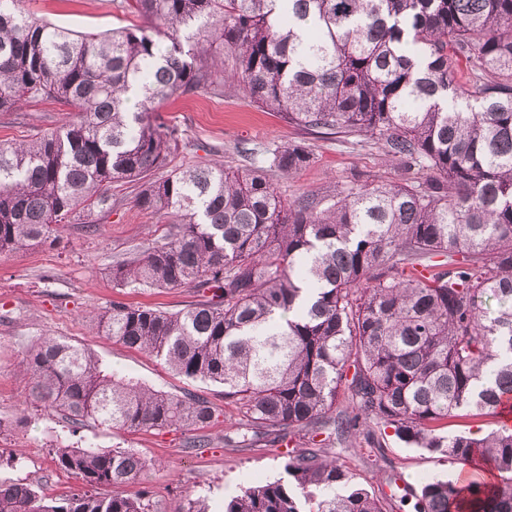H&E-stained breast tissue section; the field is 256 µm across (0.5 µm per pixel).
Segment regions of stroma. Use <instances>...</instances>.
Segmentation results:
<instances>
[{"label": "stroma", "mask_w": 512, "mask_h": 512, "mask_svg": "<svg viewBox=\"0 0 512 512\" xmlns=\"http://www.w3.org/2000/svg\"><path fill=\"white\" fill-rule=\"evenodd\" d=\"M122 0H24L31 12L77 31H104L133 24L123 12ZM164 121L185 133L180 150L170 157L168 169L200 161L242 164V149L255 153L304 139L297 128L276 113L257 108L239 95L190 98L163 106ZM66 119L55 104L38 105L23 112H0V140L15 141L39 130H53ZM311 164L291 177L279 176L284 198L305 191H323L335 183L394 181L397 166L375 145H359L338 139H313ZM138 188L116 183V202L95 233L80 225L62 230L54 244L0 255V480H23L43 488L51 496L75 488L73 475L55 462V448L62 445L100 448H131L151 463L144 477L126 486L129 494H144L150 512H185L190 500H206L209 512H220L225 499L240 494L249 484L285 477L286 446H268L236 452L225 448L224 431L238 418L225 405L224 388L185 379L156 359L124 347L106 337L93 335L89 317L119 300L131 305L168 310L196 301L193 289L117 288L108 270L113 261L138 253L160 239L170 222L168 216L141 211L135 205ZM58 336L88 345L103 367L120 372L153 389L179 394L191 391L207 398L218 417L203 428L209 447L187 452L186 433L175 429L127 431L102 427L72 430L54 412L26 407L29 392L18 371L22 353L39 337ZM337 461L354 480L380 490L379 475L394 470L408 493L418 492L430 477L459 480L462 474L426 451L387 438L385 450L369 447L360 439L334 448Z\"/></svg>", "instance_id": "stroma-1"}]
</instances>
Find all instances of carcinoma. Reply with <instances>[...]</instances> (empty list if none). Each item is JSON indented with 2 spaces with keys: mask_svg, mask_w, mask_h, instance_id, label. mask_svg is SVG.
<instances>
[{
  "mask_svg": "<svg viewBox=\"0 0 512 512\" xmlns=\"http://www.w3.org/2000/svg\"><path fill=\"white\" fill-rule=\"evenodd\" d=\"M123 7L142 23L79 32L0 0V112L50 101L72 115L0 141V254L110 211L118 182L141 184L139 209L172 217L161 239L112 266V283L212 296L177 311L114 301L90 323L180 376L224 386L241 413L224 447L307 438L285 461L288 481L247 486L224 512H387L329 454L350 437L381 450L389 429L497 473L467 486L429 478L414 512H512V426L445 431L461 411L501 416L512 394V0ZM226 91L316 138H370L403 176L287 201L251 152L243 167L152 178L183 141L153 113ZM267 154L288 176L312 160L304 142ZM417 167L434 176L409 177ZM20 369L30 404L75 431L173 427L191 433L186 447L209 446L196 430L216 417L210 401L106 371L84 346L42 336ZM55 461L79 481L71 494L0 481V512H148L123 491L149 469L135 450L64 445Z\"/></svg>",
  "mask_w": 512,
  "mask_h": 512,
  "instance_id": "carcinoma-1",
  "label": "carcinoma"
}]
</instances>
